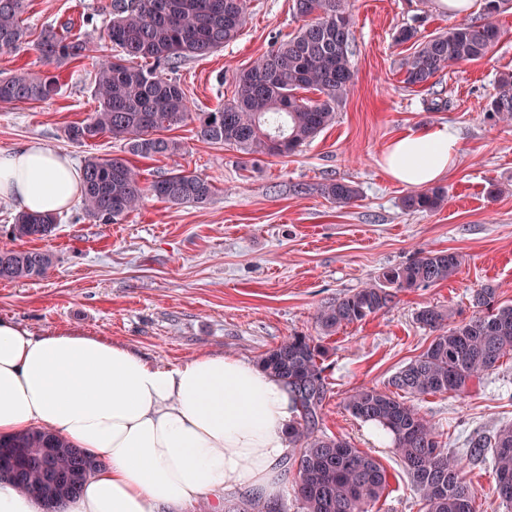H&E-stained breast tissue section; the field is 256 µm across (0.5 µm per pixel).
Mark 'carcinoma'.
Returning <instances> with one entry per match:
<instances>
[{
	"label": "carcinoma",
	"mask_w": 512,
	"mask_h": 512,
	"mask_svg": "<svg viewBox=\"0 0 512 512\" xmlns=\"http://www.w3.org/2000/svg\"><path fill=\"white\" fill-rule=\"evenodd\" d=\"M505 0H484L485 21L461 22L424 39L415 27H402L395 42H414L402 58L399 72L408 87L426 86L445 69L488 56L503 36L492 21ZM26 0H0V50L17 51L28 44L22 15ZM297 31L238 72L234 95L216 112L197 116L198 137L246 153L287 157L336 122L354 90L353 19L346 0H293ZM248 21L247 0H112V18L103 38L115 54L102 57L95 74L99 107L89 117L67 127V138L82 144L110 135L124 142L126 152L149 158L172 157L181 145L164 132L192 117L181 85L164 76L189 58L207 56L235 41ZM35 49L45 62L60 67L91 56L97 47L87 40L67 39L54 28L41 31ZM54 76L19 72L0 77V104L39 101L57 94ZM302 91L317 93L303 97ZM488 111L512 120V73L501 74L490 96ZM82 203L88 217L114 224L136 209L144 195L136 168L122 157H90L82 168ZM167 202L204 204L213 185L176 169L152 185ZM317 191L339 208L359 197L358 188L330 181ZM446 200L444 188L412 192L402 200L407 212H431ZM54 213L19 212L9 240L45 241L55 232ZM49 249L0 246V281L42 278L53 267ZM461 265L456 252H421L408 262L389 267L376 283L322 306L316 321L327 334L361 323L385 308L395 293L426 288L454 277ZM499 287L485 284L473 291L472 315L452 320L451 311L424 306L416 320L435 333L427 349L394 373L381 387L360 386L346 396V408L363 422H374L392 438L393 452L403 466L424 512H476L477 490L467 479L462 458L493 460V492L512 508V425L493 439L476 436L460 457L444 448L440 434L402 399L404 395H460L468 384L495 370L512 355V304L499 299ZM323 351L307 336L294 335L265 352L259 366L287 381L299 412L288 433L297 449L290 460L295 493L303 512H369L387 489L383 466L371 454L341 437L318 433L319 417L328 392L320 360ZM35 448H54L58 466L70 473L65 491L35 456ZM95 461L82 449L46 429L8 440L0 439V477L19 491L39 496L46 512L82 489Z\"/></svg>",
	"instance_id": "cac0c4a2"
}]
</instances>
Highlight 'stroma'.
Here are the masks:
<instances>
[{"label":"stroma","mask_w":512,"mask_h":512,"mask_svg":"<svg viewBox=\"0 0 512 512\" xmlns=\"http://www.w3.org/2000/svg\"><path fill=\"white\" fill-rule=\"evenodd\" d=\"M350 9L355 87L332 127L281 158L201 141L196 118L187 120L170 132L180 155L130 156L146 192L119 223L89 220L77 206L61 212L45 243L55 255L53 268L39 280L0 281V319L36 334L68 329L120 342L168 368L200 353L254 364L288 337H310L327 350L321 433L346 438L388 473L371 512H421L392 448L369 440L344 398L359 386L383 387L428 347L432 334L416 321L420 308L470 317L471 294L487 283L512 300V126L487 110L498 76L512 72V0L495 17L503 36L485 59L447 68L413 90L396 69L409 47L395 44V32L411 25L433 35L454 17L434 0H350ZM110 18L111 0H27L23 23L34 37L50 25L96 41ZM299 25L293 0H249L248 23L236 41L182 61L170 76L183 86L192 111H214L232 99L235 74ZM20 69L58 73L62 88L46 101L0 105V150L37 142L79 166L92 156L122 155V143L111 136L84 144L65 136L68 125L98 106L94 60L56 71L30 45L0 53V77ZM437 97L446 108L428 111ZM442 122L461 135L460 158L440 182L446 201L433 212H406L402 199L409 189L387 179L381 154L395 137ZM176 168L209 181L212 198L175 205L154 196L150 185ZM332 180L356 185L358 201L339 208L318 193V185ZM298 184L309 193L295 194ZM495 184L503 192L493 197ZM430 250L462 256L452 279L398 293L365 322L335 334L320 328V306ZM412 403L446 448L462 450L471 436L512 424V358L462 395L417 396Z\"/></svg>","instance_id":"stroma-1"}]
</instances>
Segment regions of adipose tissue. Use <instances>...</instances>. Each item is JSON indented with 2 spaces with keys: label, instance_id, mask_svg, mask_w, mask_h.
<instances>
[{
  "label": "adipose tissue",
  "instance_id": "obj_1",
  "mask_svg": "<svg viewBox=\"0 0 512 512\" xmlns=\"http://www.w3.org/2000/svg\"><path fill=\"white\" fill-rule=\"evenodd\" d=\"M460 149L459 131L438 123L392 140L380 165L395 183L429 186ZM81 186L61 152L0 151V197L20 211L69 210ZM296 415L284 380L232 355L169 369L122 343L72 330L37 336L0 319V436L45 428L99 463L62 512H183L202 496L245 491L277 500Z\"/></svg>",
  "mask_w": 512,
  "mask_h": 512
}]
</instances>
